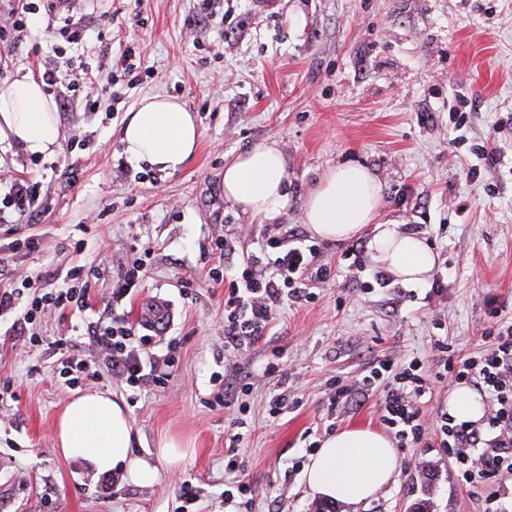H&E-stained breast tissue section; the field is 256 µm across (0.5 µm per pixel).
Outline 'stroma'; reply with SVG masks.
Instances as JSON below:
<instances>
[{
  "label": "stroma",
  "mask_w": 512,
  "mask_h": 512,
  "mask_svg": "<svg viewBox=\"0 0 512 512\" xmlns=\"http://www.w3.org/2000/svg\"><path fill=\"white\" fill-rule=\"evenodd\" d=\"M199 0H72L68 12H39L16 47L0 44V84L41 78L46 56L61 47L57 82L48 93L93 81V103L79 99L60 113L57 153L37 157L0 144V170L33 179L41 203L37 223H0V273L22 265L56 286L76 264L91 269L90 308L102 310L116 272L133 248H151L143 288L124 309L162 300L173 313L177 342L164 384L131 388L100 369L83 382L122 396L134 426L135 455L165 439L188 446L184 457L157 461L153 484L100 475L63 458L56 419L77 391L52 368L70 356L59 339L77 341L85 316L52 314L24 344L0 319V512H310L316 499L304 470L309 446L363 426L385 432L381 392L330 403V385L353 387L370 363L419 359L428 389L420 400L428 428L419 443L398 449L399 471L376 498L338 503L339 512H410L426 498L431 512H512V478L461 481L432 424L447 411V361L482 350L499 323L512 320V0H219L225 22L247 21L241 37L220 38L196 26ZM142 25H135L134 14ZM72 21L84 46L58 30ZM132 42L148 74L136 87L109 84L104 53ZM179 99L202 133L194 157L160 173L128 162L120 133L129 112L150 94ZM275 142L288 167V200L277 218L242 212L220 190L224 163L255 142ZM493 143L495 163L482 159ZM358 163L381 185L382 219L411 225L438 255L435 279L400 288L373 285L364 261L352 274L344 244L322 242L331 280L313 300L283 305L247 369L257 382L242 402L245 439L229 444L232 412L214 398L213 373L234 369L224 349V285L206 281L215 262L212 239L249 224L235 260L256 252L277 225L301 223L304 203L332 167ZM37 241L30 252L13 238ZM83 238V254L69 241ZM279 372H270V365ZM288 401L269 414L274 395ZM235 469H228L229 458ZM251 495L226 499L235 482ZM193 501H185L184 489Z\"/></svg>",
  "instance_id": "stroma-1"
}]
</instances>
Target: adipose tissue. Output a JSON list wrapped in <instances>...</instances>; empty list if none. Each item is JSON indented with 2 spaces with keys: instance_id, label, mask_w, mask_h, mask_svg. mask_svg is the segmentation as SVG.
Returning a JSON list of instances; mask_svg holds the SVG:
<instances>
[{
  "instance_id": "1",
  "label": "adipose tissue",
  "mask_w": 512,
  "mask_h": 512,
  "mask_svg": "<svg viewBox=\"0 0 512 512\" xmlns=\"http://www.w3.org/2000/svg\"><path fill=\"white\" fill-rule=\"evenodd\" d=\"M60 138L58 112L43 81L22 76L0 85V143L19 145L36 156L54 154ZM201 131L193 112L176 98L153 95L131 112L121 142L126 158L161 172L181 169L196 154ZM283 154L258 142L224 165L220 188L226 201L254 216H277L287 201ZM381 188L358 164L329 169L309 194L303 221L309 233L345 242L371 229L368 254L395 282L417 285L431 275L437 255L416 233L380 221ZM133 427L124 399L99 392L72 400L58 419L55 442L67 458L91 463L99 474L123 473L126 480L152 484L156 461L134 456ZM398 457L384 435L350 427L326 438L305 470L307 487L325 501H369L392 481Z\"/></svg>"
}]
</instances>
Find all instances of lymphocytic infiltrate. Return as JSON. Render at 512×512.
Instances as JSON below:
<instances>
[{
  "instance_id": "lymphocytic-infiltrate-1",
  "label": "lymphocytic infiltrate",
  "mask_w": 512,
  "mask_h": 512,
  "mask_svg": "<svg viewBox=\"0 0 512 512\" xmlns=\"http://www.w3.org/2000/svg\"><path fill=\"white\" fill-rule=\"evenodd\" d=\"M6 185L7 191L0 198V222H5L10 214L29 222L35 220L39 210L33 184L11 177ZM232 248L226 237L215 238L213 249L219 260L209 267L207 277L229 282L224 300V347L242 354L267 338L273 315L281 305L309 301L312 285L329 281L331 268L317 264L319 246L306 244L294 233L269 235L259 252L248 256L228 274L222 258ZM150 254L147 248L134 250L119 266L103 312L87 327L88 341L99 357H70L61 369L67 387H77L95 376L101 364L132 388L148 382L164 383L165 378L158 375L157 369L159 364H172V357L161 362L155 360L154 336L138 334L121 312L124 301L141 288ZM87 276L85 267L75 266L66 272L60 286L48 289L42 286L39 273L24 272L6 286H0V317L13 316L14 334L25 342L36 343L30 328L38 318L89 308ZM449 379L472 385L492 400L483 428L472 422H457L447 413L440 414L436 426L449 460L468 483L499 474L512 476V323L500 327L476 356L450 368ZM361 386L368 391L383 390L382 419L402 441L421 440L425 427L418 402L425 393L426 376L420 360L399 365L388 360L374 361Z\"/></svg>"
}]
</instances>
